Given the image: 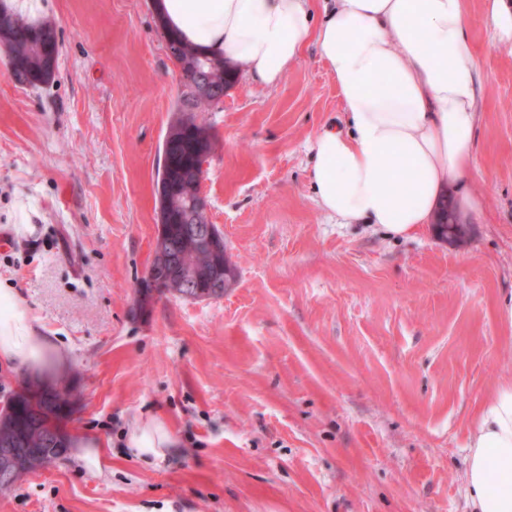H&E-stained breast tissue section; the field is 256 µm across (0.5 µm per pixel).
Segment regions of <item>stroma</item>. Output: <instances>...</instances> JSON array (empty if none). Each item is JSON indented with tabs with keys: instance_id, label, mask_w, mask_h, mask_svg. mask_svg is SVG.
<instances>
[{
	"instance_id": "1",
	"label": "stroma",
	"mask_w": 512,
	"mask_h": 512,
	"mask_svg": "<svg viewBox=\"0 0 512 512\" xmlns=\"http://www.w3.org/2000/svg\"><path fill=\"white\" fill-rule=\"evenodd\" d=\"M54 80L0 52V276L70 356L69 424L107 466L50 465L0 512H469L466 437L512 381V45L466 0L484 75L462 241L396 237L317 204L309 147L340 123L314 48L279 85L238 72L196 113L217 148L202 190L236 282L222 298L139 290L157 234L159 147L181 95L152 0H45ZM32 210L27 230L9 216ZM165 418L164 458L127 444Z\"/></svg>"
}]
</instances>
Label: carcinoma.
Wrapping results in <instances>:
<instances>
[{
  "instance_id": "obj_1",
  "label": "carcinoma",
  "mask_w": 512,
  "mask_h": 512,
  "mask_svg": "<svg viewBox=\"0 0 512 512\" xmlns=\"http://www.w3.org/2000/svg\"><path fill=\"white\" fill-rule=\"evenodd\" d=\"M0 28L8 31V44L5 54L9 60L14 78L27 84L47 83L54 79L57 69L51 67L38 69L34 61L38 55L42 32L45 26H35L20 15L9 14ZM174 41L180 45L177 55L173 56L176 65L185 68L201 60V56L190 45L179 38ZM208 70L211 85L215 94L198 98L182 92L173 124L170 144V165L164 178L157 179L158 221L165 226L167 263L159 264V256H154L152 268L163 266L168 274L176 275V266L191 264L199 270H207L217 262L221 265L230 264L226 253L213 256L200 251L193 242L185 239L186 227L190 225L184 203L186 200L197 201L199 183L194 176V169L201 162L202 155L214 151L215 142L209 129L195 121L194 113L221 103L220 96L236 82V72L222 59H208ZM231 281L219 277L211 280L196 281L182 279L176 289V296L199 301L208 296L218 299L224 296V289L230 287ZM15 398V411L12 417L0 421V444L9 443L12 447L37 448L41 457L34 463L15 472L6 483L4 489L11 488L29 473L45 467L43 458L47 457L52 447V439L43 430L46 421L59 426H66L73 412V392L62 386V392H56L47 399L35 394L32 385L24 383L19 391L11 392Z\"/></svg>"
}]
</instances>
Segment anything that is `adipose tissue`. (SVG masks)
I'll list each match as a JSON object with an SVG mask.
<instances>
[{
  "mask_svg": "<svg viewBox=\"0 0 512 512\" xmlns=\"http://www.w3.org/2000/svg\"><path fill=\"white\" fill-rule=\"evenodd\" d=\"M165 26L206 56L274 86L315 46L332 72L345 122L312 142L311 188L339 223L407 236L434 223L442 199L479 212L464 191L474 158L482 76L465 0H153ZM0 362L56 381L68 354L42 335L17 289L0 286ZM128 444L163 456L164 420L136 421ZM465 484L472 512H512V383L483 401L471 430Z\"/></svg>",
  "mask_w": 512,
  "mask_h": 512,
  "instance_id": "adipose-tissue-1",
  "label": "adipose tissue"
}]
</instances>
